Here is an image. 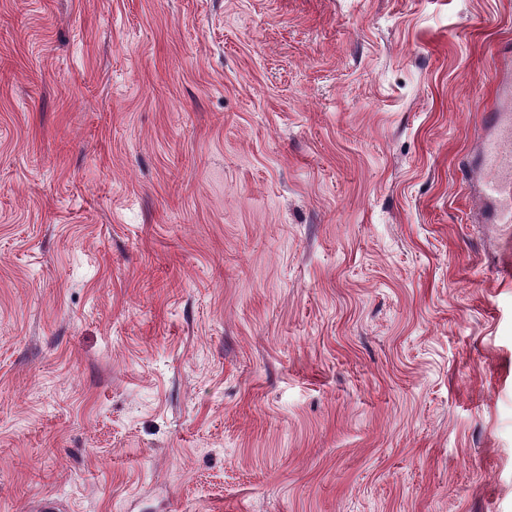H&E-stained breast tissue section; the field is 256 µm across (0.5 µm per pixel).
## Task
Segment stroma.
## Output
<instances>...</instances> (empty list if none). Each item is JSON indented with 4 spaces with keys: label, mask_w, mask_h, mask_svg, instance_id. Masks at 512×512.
Listing matches in <instances>:
<instances>
[{
    "label": "stroma",
    "mask_w": 512,
    "mask_h": 512,
    "mask_svg": "<svg viewBox=\"0 0 512 512\" xmlns=\"http://www.w3.org/2000/svg\"><path fill=\"white\" fill-rule=\"evenodd\" d=\"M508 40L512 0H0V512H512ZM486 136L478 155V167L490 175L483 193L496 205L489 222L512 223V115L493 107L484 114Z\"/></svg>",
    "instance_id": "obj_1"
}]
</instances>
